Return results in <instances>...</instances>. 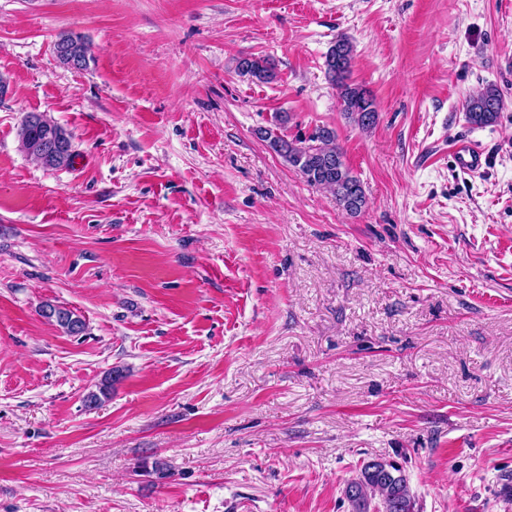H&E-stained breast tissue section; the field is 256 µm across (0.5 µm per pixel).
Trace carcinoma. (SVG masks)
Wrapping results in <instances>:
<instances>
[{
	"instance_id": "1",
	"label": "carcinoma",
	"mask_w": 512,
	"mask_h": 512,
	"mask_svg": "<svg viewBox=\"0 0 512 512\" xmlns=\"http://www.w3.org/2000/svg\"><path fill=\"white\" fill-rule=\"evenodd\" d=\"M55 44L75 47L81 54L82 67L88 64V48L84 40L73 34H61ZM354 56L352 43L339 37L325 56V76L336 87L342 101V111L346 118L359 127L368 130L376 123L374 102L366 97V89L351 81V67ZM237 71L263 83L276 79L274 64L261 57L245 55L237 60ZM504 108L500 89L489 84L469 97L465 112L469 123L488 126L497 122ZM65 137L64 155L55 160H45L35 145L53 132ZM19 137L26 153L46 169L58 170L72 166L75 157L72 136L57 123L44 119L39 122L37 113L24 115ZM264 138L270 149L293 167L307 183L332 192L336 202L346 211L356 214L366 203L361 181L355 176L345 161L344 152L336 145V134L328 128H320L315 134L303 138H287L276 129L264 131ZM41 315L56 323L69 335L85 332L86 323L75 312L50 303L41 307ZM126 377L122 368H113L98 386V391L90 392L85 403L92 407L100 397L108 396L114 384ZM345 497L352 506V512H415V498L412 496L408 479L397 464L376 459L363 463L356 477L345 488Z\"/></svg>"
}]
</instances>
